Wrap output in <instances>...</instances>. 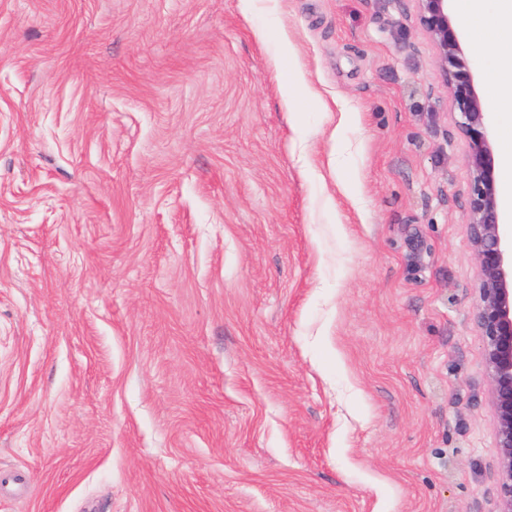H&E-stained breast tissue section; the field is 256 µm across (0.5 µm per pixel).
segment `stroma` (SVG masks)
Segmentation results:
<instances>
[{
    "instance_id": "1",
    "label": "stroma",
    "mask_w": 512,
    "mask_h": 512,
    "mask_svg": "<svg viewBox=\"0 0 512 512\" xmlns=\"http://www.w3.org/2000/svg\"><path fill=\"white\" fill-rule=\"evenodd\" d=\"M457 120L415 0H0V512H497Z\"/></svg>"
}]
</instances>
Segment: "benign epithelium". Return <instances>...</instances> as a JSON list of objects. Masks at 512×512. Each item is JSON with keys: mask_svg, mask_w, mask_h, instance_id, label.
<instances>
[{"mask_svg": "<svg viewBox=\"0 0 512 512\" xmlns=\"http://www.w3.org/2000/svg\"><path fill=\"white\" fill-rule=\"evenodd\" d=\"M417 2L421 25L437 49L458 126L469 146L467 227L479 271L475 321L485 342L491 377L499 450V512H512V225L500 222L497 154L462 34L448 11L449 0Z\"/></svg>", "mask_w": 512, "mask_h": 512, "instance_id": "benign-epithelium-1", "label": "benign epithelium"}]
</instances>
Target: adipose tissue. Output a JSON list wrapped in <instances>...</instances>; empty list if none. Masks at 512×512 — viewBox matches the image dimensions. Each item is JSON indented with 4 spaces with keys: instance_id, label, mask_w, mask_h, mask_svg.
I'll return each instance as SVG.
<instances>
[{
    "instance_id": "adipose-tissue-1",
    "label": "adipose tissue",
    "mask_w": 512,
    "mask_h": 512,
    "mask_svg": "<svg viewBox=\"0 0 512 512\" xmlns=\"http://www.w3.org/2000/svg\"><path fill=\"white\" fill-rule=\"evenodd\" d=\"M468 28L487 33L492 44V95L502 120L512 124V0H464Z\"/></svg>"
}]
</instances>
